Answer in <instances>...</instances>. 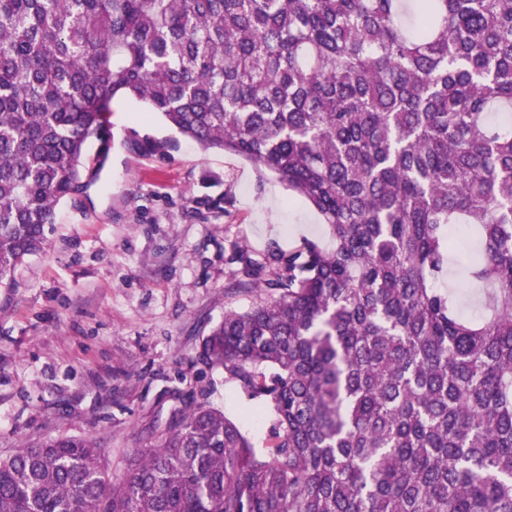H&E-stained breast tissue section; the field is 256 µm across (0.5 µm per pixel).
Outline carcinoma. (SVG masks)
<instances>
[{"label": "carcinoma", "mask_w": 512, "mask_h": 512, "mask_svg": "<svg viewBox=\"0 0 512 512\" xmlns=\"http://www.w3.org/2000/svg\"><path fill=\"white\" fill-rule=\"evenodd\" d=\"M0 0V288L107 159L111 103L240 155L329 228L255 259L206 390L135 448L60 435L0 456V512H512V0ZM100 143L89 157L90 142ZM467 226L484 314L435 286Z\"/></svg>", "instance_id": "carcinoma-1"}]
</instances>
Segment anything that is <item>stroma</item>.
Here are the masks:
<instances>
[{"label":"stroma","mask_w":512,"mask_h":512,"mask_svg":"<svg viewBox=\"0 0 512 512\" xmlns=\"http://www.w3.org/2000/svg\"><path fill=\"white\" fill-rule=\"evenodd\" d=\"M111 148L87 197L58 206L47 253L0 289V456L47 437L94 438L125 476V458L176 395L207 390L255 447L269 421L199 359L226 309L239 250L281 251L328 229L304 199L247 159L202 150L158 114L118 97ZM169 142L167 153L150 143Z\"/></svg>","instance_id":"1"}]
</instances>
